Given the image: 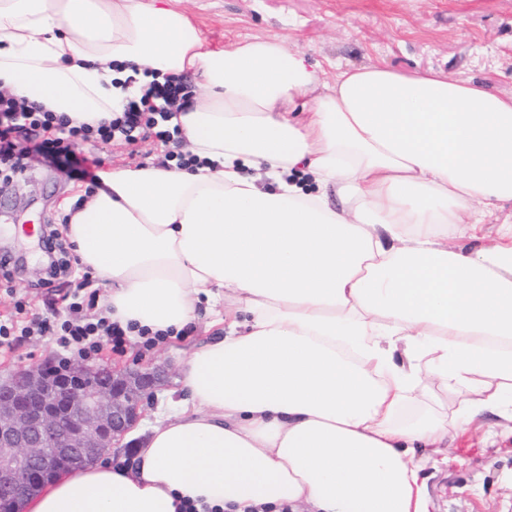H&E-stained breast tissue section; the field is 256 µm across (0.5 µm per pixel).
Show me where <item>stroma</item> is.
I'll use <instances>...</instances> for the list:
<instances>
[{
  "mask_svg": "<svg viewBox=\"0 0 512 512\" xmlns=\"http://www.w3.org/2000/svg\"><path fill=\"white\" fill-rule=\"evenodd\" d=\"M214 46L245 38L281 39L318 62L375 65L399 73L433 70L512 95V0H183ZM85 188L64 165L29 167L0 184V257L9 258L11 283L0 282V320L23 302L30 315H66L67 279H48L38 226L67 214ZM200 314L183 336L147 349L126 341L123 351L101 350L99 364H167L170 382L158 391L136 427L147 438L171 415L180 391V364L209 334ZM48 336L19 339L0 349V373L59 358ZM445 463L428 469L430 512H512V435L475 420L466 435L444 449Z\"/></svg>",
  "mask_w": 512,
  "mask_h": 512,
  "instance_id": "stroma-1",
  "label": "stroma"
}]
</instances>
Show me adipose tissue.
<instances>
[{
	"label": "adipose tissue",
	"mask_w": 512,
	"mask_h": 512,
	"mask_svg": "<svg viewBox=\"0 0 512 512\" xmlns=\"http://www.w3.org/2000/svg\"><path fill=\"white\" fill-rule=\"evenodd\" d=\"M179 2L0 0V90L74 122L195 76L172 122L197 166L103 171L62 231L110 321L213 330L133 466L61 474L22 512H428L417 449L512 423V220L484 234L512 201V97L377 66L324 82L278 40L212 47Z\"/></svg>",
	"instance_id": "adipose-tissue-1"
}]
</instances>
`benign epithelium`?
<instances>
[{
  "instance_id": "1",
  "label": "benign epithelium",
  "mask_w": 512,
  "mask_h": 512,
  "mask_svg": "<svg viewBox=\"0 0 512 512\" xmlns=\"http://www.w3.org/2000/svg\"><path fill=\"white\" fill-rule=\"evenodd\" d=\"M166 377L162 365L109 368L80 361L0 377V512H19L49 475L78 457L105 459L135 427Z\"/></svg>"
}]
</instances>
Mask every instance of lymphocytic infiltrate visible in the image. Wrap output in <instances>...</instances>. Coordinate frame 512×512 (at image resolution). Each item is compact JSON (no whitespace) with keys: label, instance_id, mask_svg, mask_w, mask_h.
<instances>
[{"label":"lymphocytic infiltrate","instance_id":"obj_1","mask_svg":"<svg viewBox=\"0 0 512 512\" xmlns=\"http://www.w3.org/2000/svg\"><path fill=\"white\" fill-rule=\"evenodd\" d=\"M191 96V86L184 77L167 75L163 80L151 81L143 94L130 100L119 115L95 126L72 124L67 116L36 102L23 108L13 99L0 96V164L21 171L34 154L48 164L67 162L76 181L90 188L99 186L98 171L104 158L96 151L98 145L116 139L131 145L148 141L169 144L178 137L177 130L168 126L172 117L169 107L175 101L188 104ZM78 141L90 144L92 153L75 156L72 147ZM80 308V303H71L72 318L60 322L56 317H47L34 329L40 335L54 337L63 349L58 362L62 368L74 357L93 359L102 345L117 349L126 342L127 333L118 324L103 317L94 322L83 321L78 315ZM34 330L14 321L0 322V347L11 346L15 336H27Z\"/></svg>","mask_w":512,"mask_h":512}]
</instances>
